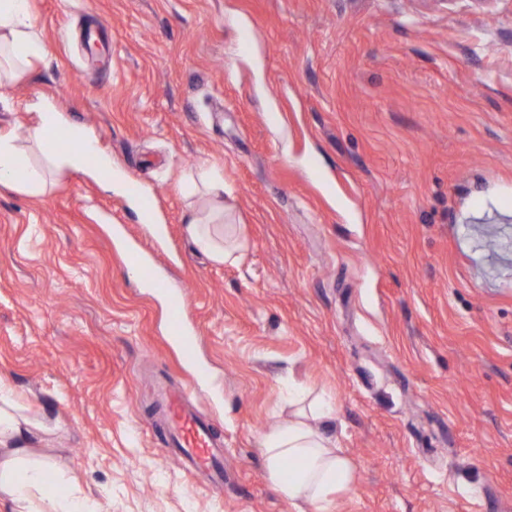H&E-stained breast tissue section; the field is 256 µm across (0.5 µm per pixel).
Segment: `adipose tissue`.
<instances>
[{"mask_svg": "<svg viewBox=\"0 0 512 512\" xmlns=\"http://www.w3.org/2000/svg\"><path fill=\"white\" fill-rule=\"evenodd\" d=\"M45 52L31 20L30 0H0V93ZM62 136L71 141V148L58 146ZM64 173L89 175L108 190L124 187L123 173L99 154L95 135L80 124L66 122L54 109L40 112L23 135L0 134V185L38 193L50 185L52 177ZM183 192L189 198L199 193L205 198L186 226L194 247L215 263L236 262L243 242L240 228L224 221L228 189L222 169L200 165ZM306 398L304 391L289 392L290 416L263 432L259 445L269 478L283 499L297 510L306 506L311 512H330L333 496L353 489L355 467L320 426L335 412L332 401L321 397L310 405ZM47 431L44 423L19 412L11 388L0 382V494L8 497L17 512H98L94 501L69 491L46 497L48 485L65 482L51 462L34 450Z\"/></svg>", "mask_w": 512, "mask_h": 512, "instance_id": "adipose-tissue-1", "label": "adipose tissue"}]
</instances>
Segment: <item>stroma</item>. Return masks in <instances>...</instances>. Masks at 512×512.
<instances>
[{
    "instance_id": "35a3bbf8",
    "label": "stroma",
    "mask_w": 512,
    "mask_h": 512,
    "mask_svg": "<svg viewBox=\"0 0 512 512\" xmlns=\"http://www.w3.org/2000/svg\"><path fill=\"white\" fill-rule=\"evenodd\" d=\"M47 47L0 133L50 100L156 200L56 178L0 186V380L38 446L103 512H295L259 447L288 382L329 395L355 465L331 512H512V0H31ZM211 163L247 242L217 265L185 232ZM186 300L166 304L112 235ZM224 440V487L161 451L158 386ZM127 256L138 263L145 283L154 288L155 293L168 299L169 331L172 337L180 344L185 355V361L189 363L194 357L195 336L193 330L188 326V313L183 297L180 293L170 288L169 284L157 275L153 263L147 260L141 253L129 251Z\"/></svg>"
}]
</instances>
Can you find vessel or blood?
Segmentation results:
<instances>
[{"instance_id": "obj_1", "label": "vessel or blood", "mask_w": 512, "mask_h": 512, "mask_svg": "<svg viewBox=\"0 0 512 512\" xmlns=\"http://www.w3.org/2000/svg\"><path fill=\"white\" fill-rule=\"evenodd\" d=\"M130 259L137 262L145 283L169 303V331L180 344L186 359H193L195 336L188 325L186 304L180 293L160 278L152 262L133 251ZM190 391L185 387L164 389L160 407L167 435L162 451L173 456L188 474H204L213 484L224 481V441L218 436L214 422L205 410L189 407Z\"/></svg>"}]
</instances>
